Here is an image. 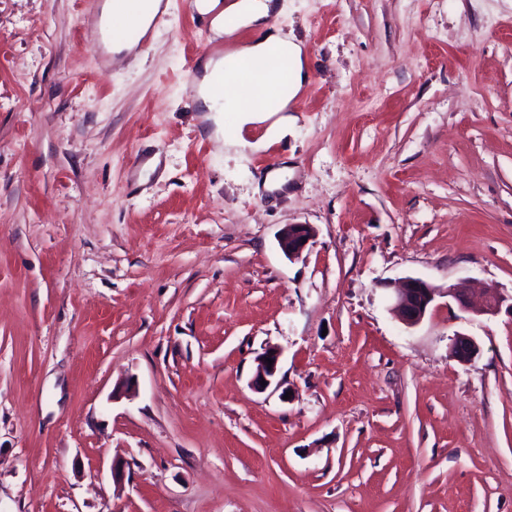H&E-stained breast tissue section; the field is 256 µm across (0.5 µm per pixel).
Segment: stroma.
I'll return each instance as SVG.
<instances>
[{
    "instance_id": "obj_1",
    "label": "stroma",
    "mask_w": 512,
    "mask_h": 512,
    "mask_svg": "<svg viewBox=\"0 0 512 512\" xmlns=\"http://www.w3.org/2000/svg\"><path fill=\"white\" fill-rule=\"evenodd\" d=\"M98 2L0 0V512H512V306L443 293L512 296V0H285L309 80L243 157L186 75L259 30L168 0L101 60ZM315 236V229L309 224H288L281 229L277 241L283 254L292 259L305 250ZM393 290V309L408 327L418 325L426 316L438 294L425 280L404 277ZM274 351V354H271ZM281 352L277 348L267 349L261 356L259 366L255 377L253 378V386L256 390L265 391L274 384V390H278L280 383L276 380V375L279 370ZM266 359L273 360L272 365L266 362ZM265 380V386L260 384V381Z\"/></svg>"
}]
</instances>
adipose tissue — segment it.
<instances>
[{"instance_id":"adipose-tissue-1","label":"adipose tissue","mask_w":512,"mask_h":512,"mask_svg":"<svg viewBox=\"0 0 512 512\" xmlns=\"http://www.w3.org/2000/svg\"><path fill=\"white\" fill-rule=\"evenodd\" d=\"M197 8L211 17L214 38L232 35L239 27L250 25L261 30L255 42L239 47L233 54L242 64L233 70L224 60L212 57L201 62V78L193 87L196 100L215 125V135L224 131V115L232 113L237 129L268 123L272 138L285 136L296 122L290 103L308 79L304 47L281 29L269 26L271 17L280 13L278 0H236L222 8L219 0H198ZM288 78V90L276 107L263 109L261 92L276 87L279 75Z\"/></svg>"}]
</instances>
